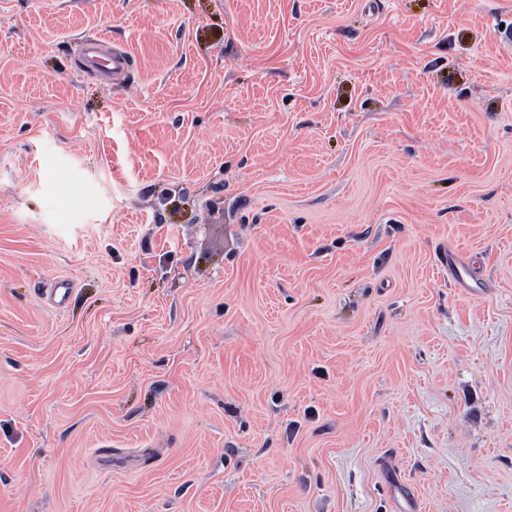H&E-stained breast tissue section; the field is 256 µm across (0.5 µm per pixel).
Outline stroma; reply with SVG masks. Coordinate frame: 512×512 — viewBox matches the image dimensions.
<instances>
[{
  "label": "stroma",
  "instance_id": "obj_1",
  "mask_svg": "<svg viewBox=\"0 0 512 512\" xmlns=\"http://www.w3.org/2000/svg\"><path fill=\"white\" fill-rule=\"evenodd\" d=\"M503 25L0 0V512H512ZM109 41L103 35H99L96 38L86 43L82 49V68L86 73H95L102 69L103 56L101 47Z\"/></svg>",
  "mask_w": 512,
  "mask_h": 512
}]
</instances>
